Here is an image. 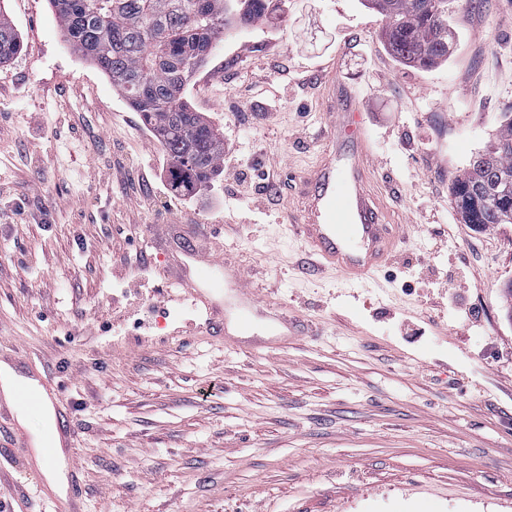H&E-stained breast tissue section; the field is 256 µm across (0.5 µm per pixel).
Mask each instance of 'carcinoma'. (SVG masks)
I'll return each mask as SVG.
<instances>
[{
	"mask_svg": "<svg viewBox=\"0 0 512 512\" xmlns=\"http://www.w3.org/2000/svg\"><path fill=\"white\" fill-rule=\"evenodd\" d=\"M49 0L74 51L111 82L158 133L171 163V184L187 193L206 187L223 167L224 134L184 98L228 23L247 27L268 18L273 0ZM382 14L381 38L401 61L428 68L448 54V0H366ZM20 47V36L0 10V65ZM451 185V203L466 224L499 223L485 203V187L512 171V120Z\"/></svg>",
	"mask_w": 512,
	"mask_h": 512,
	"instance_id": "1",
	"label": "carcinoma"
}]
</instances>
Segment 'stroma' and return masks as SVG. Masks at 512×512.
Masks as SVG:
<instances>
[{
  "instance_id": "1",
  "label": "stroma",
  "mask_w": 512,
  "mask_h": 512,
  "mask_svg": "<svg viewBox=\"0 0 512 512\" xmlns=\"http://www.w3.org/2000/svg\"><path fill=\"white\" fill-rule=\"evenodd\" d=\"M0 349L36 351L80 430L85 512H512V224L464 223L449 187L512 113V0H451L446 58L401 63L364 0H277L225 31L184 95L244 174L173 189L154 132L65 40L49 0H0ZM253 88L243 112L236 94ZM365 114L372 187L400 224L364 287L304 272L286 209L307 203L335 92ZM284 105L283 122L267 121ZM216 224L212 253L301 333L244 349L175 287L169 225ZM156 311L143 327L130 293ZM11 512H49L0 458ZM19 47V33L7 13L0 8V65L11 60Z\"/></svg>"
}]
</instances>
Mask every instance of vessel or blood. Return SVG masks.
<instances>
[{
    "instance_id": "vessel-or-blood-1",
    "label": "vessel or blood",
    "mask_w": 512,
    "mask_h": 512,
    "mask_svg": "<svg viewBox=\"0 0 512 512\" xmlns=\"http://www.w3.org/2000/svg\"><path fill=\"white\" fill-rule=\"evenodd\" d=\"M332 130L344 131L352 148L338 156L327 152L323 164L309 175L312 191L301 215L286 213L287 223L298 224L305 247L316 256L319 265L333 266L348 280L362 281L387 260L393 240L388 226L374 206L368 175L369 140L360 111L353 99L343 100ZM176 283L199 299L211 318L223 320L222 297L225 288L253 299L254 291L238 273H228L218 258H202L197 249L185 246ZM64 399L58 384L46 372H38L22 388L8 393L0 391V416L13 415L17 409L42 411L52 408L46 439L41 447L43 461L55 460L58 448L74 447L78 433L63 408ZM37 493L49 501L53 512H83L81 485L71 480L65 497H57L44 484H36Z\"/></svg>"
}]
</instances>
